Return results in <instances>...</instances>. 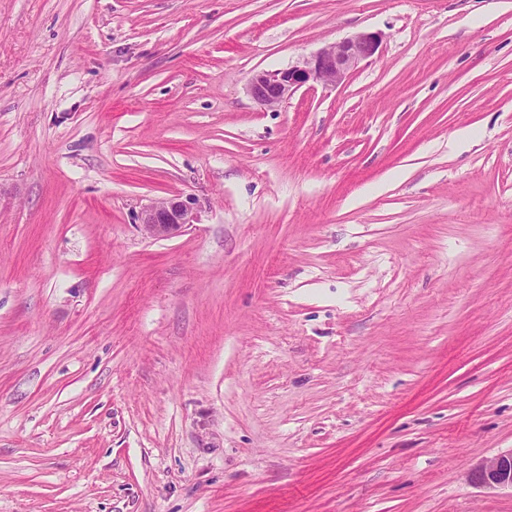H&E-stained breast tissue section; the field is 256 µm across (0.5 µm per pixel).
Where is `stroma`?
<instances>
[{
	"label": "stroma",
	"mask_w": 512,
	"mask_h": 512,
	"mask_svg": "<svg viewBox=\"0 0 512 512\" xmlns=\"http://www.w3.org/2000/svg\"><path fill=\"white\" fill-rule=\"evenodd\" d=\"M509 451L512 0H0V512H512ZM379 36L360 32L317 51L302 65L255 73L248 86L252 99L266 108L282 106L300 88L310 82L339 84L359 63L378 50ZM196 199L190 195H176L144 206L138 216L139 224L153 239H169L181 235L196 224ZM472 484L484 488H508L512 491V451L485 460L469 472Z\"/></svg>",
	"instance_id": "obj_1"
}]
</instances>
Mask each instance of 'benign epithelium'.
Instances as JSON below:
<instances>
[{"label":"benign epithelium","mask_w":512,"mask_h":512,"mask_svg":"<svg viewBox=\"0 0 512 512\" xmlns=\"http://www.w3.org/2000/svg\"><path fill=\"white\" fill-rule=\"evenodd\" d=\"M379 44L377 34L357 33L325 46L301 65L255 73L249 82L248 92L263 107H280L297 90L311 82H342L359 63L377 52ZM197 217L196 199L189 195H176L144 206L138 220L149 237L169 239L185 232L196 223ZM469 480L478 487L512 490V451L472 468Z\"/></svg>","instance_id":"obj_1"}]
</instances>
